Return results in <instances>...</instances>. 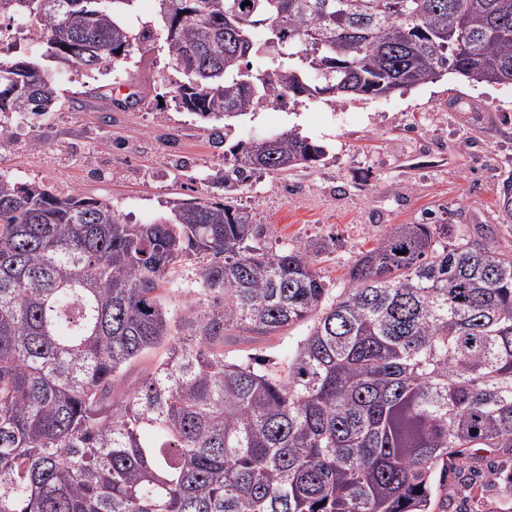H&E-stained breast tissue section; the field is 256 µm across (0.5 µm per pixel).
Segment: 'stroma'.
<instances>
[{
    "instance_id": "1",
    "label": "stroma",
    "mask_w": 512,
    "mask_h": 512,
    "mask_svg": "<svg viewBox=\"0 0 512 512\" xmlns=\"http://www.w3.org/2000/svg\"><path fill=\"white\" fill-rule=\"evenodd\" d=\"M171 60L162 43L125 68L57 83L56 111L16 122L0 148V171L16 182L109 202L132 224L168 216L174 203L231 199L264 227L270 250L329 242L320 256L333 287L348 265L393 224L449 225L451 237L512 243L497 202L512 176V86L451 75L384 99H284L250 113L228 144L289 129L324 146L316 167L260 172L232 193L212 181L224 167L210 123L161 97ZM44 142L32 149L33 138ZM483 492L448 477V512H502L501 476L512 448L473 465Z\"/></svg>"
}]
</instances>
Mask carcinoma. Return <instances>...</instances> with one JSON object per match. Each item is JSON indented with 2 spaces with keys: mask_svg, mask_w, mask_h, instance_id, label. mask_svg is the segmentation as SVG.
I'll return each instance as SVG.
<instances>
[{
  "mask_svg": "<svg viewBox=\"0 0 512 512\" xmlns=\"http://www.w3.org/2000/svg\"><path fill=\"white\" fill-rule=\"evenodd\" d=\"M136 2L0 0L33 25L0 60V136L54 111L44 61L86 74L156 40L176 107L226 132L288 96L512 85V0H155L135 27ZM229 153L226 188L325 147L290 129ZM498 206L512 218V177ZM263 234L224 202L130 224L0 173V512H439L437 474L512 448V247L394 224L331 288L318 251ZM191 259L183 313L173 272ZM304 323L278 360L225 350Z\"/></svg>",
  "mask_w": 512,
  "mask_h": 512,
  "instance_id": "obj_1",
  "label": "carcinoma"
}]
</instances>
